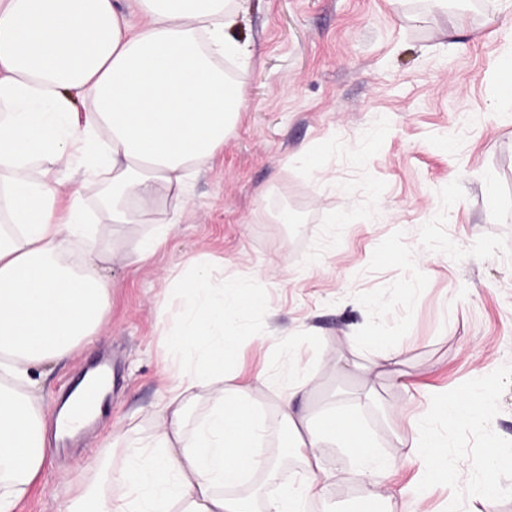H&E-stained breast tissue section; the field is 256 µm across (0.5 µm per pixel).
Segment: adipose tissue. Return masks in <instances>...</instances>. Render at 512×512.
<instances>
[{
  "instance_id": "obj_1",
  "label": "adipose tissue",
  "mask_w": 512,
  "mask_h": 512,
  "mask_svg": "<svg viewBox=\"0 0 512 512\" xmlns=\"http://www.w3.org/2000/svg\"><path fill=\"white\" fill-rule=\"evenodd\" d=\"M130 24L114 0H0V512H16L46 457L39 370L97 340L110 286L107 257L73 177L102 187L108 223L150 224L135 254L147 258L187 210L164 215L189 177L232 130L244 100L224 62L247 65L249 51L227 34L247 0H129ZM84 244L80 267L68 265ZM186 304L168 340L182 360L166 370V397L146 437L119 431L111 465L57 512H306L335 474L317 453L331 442L352 457L354 480L371 478L356 512H381L392 466L351 406L319 420L298 411L313 365L296 348V375L277 396L288 455L261 452L266 427L257 398L263 377L230 385L225 371L242 353L227 325L260 296L198 268L176 288ZM207 387V414L188 428L189 407ZM306 480L259 499L238 487L264 474L277 482L289 460Z\"/></svg>"
}]
</instances>
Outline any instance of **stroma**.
Instances as JSON below:
<instances>
[{
	"label": "stroma",
	"instance_id": "obj_1",
	"mask_svg": "<svg viewBox=\"0 0 512 512\" xmlns=\"http://www.w3.org/2000/svg\"><path fill=\"white\" fill-rule=\"evenodd\" d=\"M229 30L253 55L238 72L245 103L224 146L191 181L193 211L152 258L103 262L110 306L97 344L43 368L42 414L100 353L112 356L111 407L78 444L49 456L16 512H55L111 462L114 431L161 401L179 363L166 332L170 290L198 265L263 295L232 328L244 341L227 377L268 380L267 452L288 444L273 399L288 384V342L318 363L316 411L353 404L394 462L387 512H406L410 431L432 395L512 365V0H249ZM293 212L287 224L276 217ZM399 343L404 375L363 382L367 337ZM336 479L310 512H347L369 483L351 484L344 449L320 450Z\"/></svg>",
	"mask_w": 512,
	"mask_h": 512
}]
</instances>
